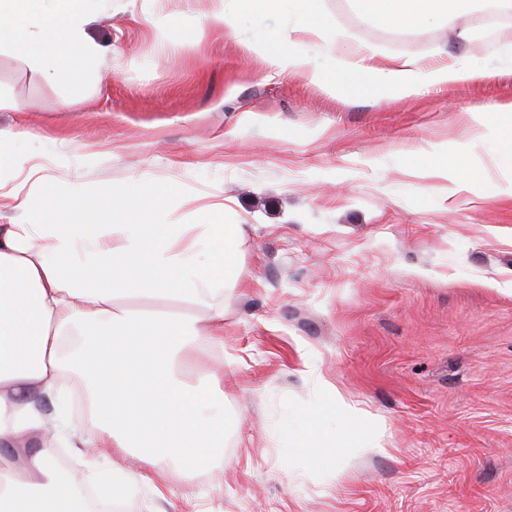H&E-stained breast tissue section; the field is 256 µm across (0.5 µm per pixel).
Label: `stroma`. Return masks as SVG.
I'll list each match as a JSON object with an SVG mask.
<instances>
[{
	"label": "stroma",
	"mask_w": 512,
	"mask_h": 512,
	"mask_svg": "<svg viewBox=\"0 0 512 512\" xmlns=\"http://www.w3.org/2000/svg\"><path fill=\"white\" fill-rule=\"evenodd\" d=\"M224 0H97L94 68L49 73L0 48V131L61 195L146 185L168 224L242 225L224 293V345L188 377L224 385V459L169 465L165 496L138 486L121 512H512V171L472 112L512 103V59L475 12L388 38L352 0H324L345 46L463 57L485 79L405 100L339 96L260 51L287 13L209 24ZM475 37L459 42L457 30ZM447 148L476 177L449 193L425 156ZM119 306L206 319L188 296ZM358 411L336 457L321 381ZM82 475L133 468L137 450Z\"/></svg>",
	"instance_id": "obj_1"
}]
</instances>
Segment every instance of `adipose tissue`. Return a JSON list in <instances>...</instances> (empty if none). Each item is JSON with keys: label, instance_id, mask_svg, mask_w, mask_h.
<instances>
[{"label": "adipose tissue", "instance_id": "ef3b65f1", "mask_svg": "<svg viewBox=\"0 0 512 512\" xmlns=\"http://www.w3.org/2000/svg\"><path fill=\"white\" fill-rule=\"evenodd\" d=\"M88 0H0V46L27 52L41 64L46 46L60 62L100 60L103 47L85 27ZM476 0H355L359 11L389 27L409 30L468 11ZM290 21L264 48L270 68L306 76L339 92L374 89L383 98H409L428 87L476 81L485 71L453 58L427 65L412 55L379 57L362 48L338 51L324 23L322 0H288ZM326 53L316 67L309 45ZM0 134V197L28 212L35 204L24 177L39 164L18 159ZM62 207L113 215L109 224H0V512H86L75 481L52 464L50 440L76 448L139 449V467L101 486V495L128 497L138 483L159 487L169 463L208 465L224 447V389L182 372L196 336L224 343L226 287L238 280L245 243L237 224H161L159 190H107L94 198H66ZM181 294L208 302L203 327L136 315L119 296ZM90 379L92 412L82 433L66 435L59 414L40 396L63 386L61 347L71 329Z\"/></svg>", "mask_w": 512, "mask_h": 512}]
</instances>
